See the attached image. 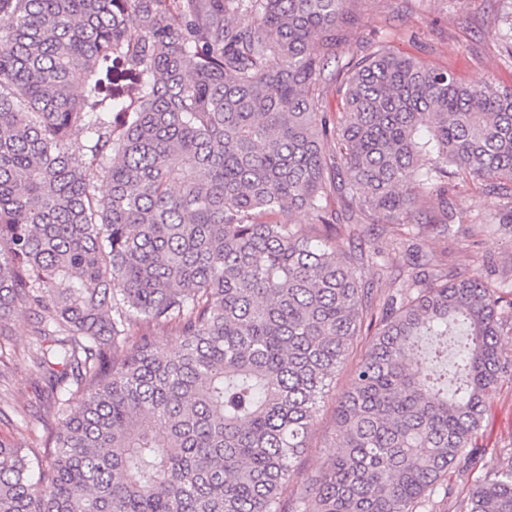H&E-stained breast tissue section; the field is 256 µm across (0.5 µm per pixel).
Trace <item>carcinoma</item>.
Wrapping results in <instances>:
<instances>
[{
    "label": "carcinoma",
    "mask_w": 512,
    "mask_h": 512,
    "mask_svg": "<svg viewBox=\"0 0 512 512\" xmlns=\"http://www.w3.org/2000/svg\"><path fill=\"white\" fill-rule=\"evenodd\" d=\"M349 2L0 0V338L33 311L50 449L34 478L0 436V512H416L466 455L512 304L446 248L383 304L364 272L448 240L459 185L480 231L512 214V88L382 47L336 63ZM363 335L343 451L289 495ZM460 512H512V455Z\"/></svg>",
    "instance_id": "cac0c4a2"
}]
</instances>
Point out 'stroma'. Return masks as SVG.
Segmentation results:
<instances>
[{
	"label": "stroma",
	"instance_id": "35a3bbf8",
	"mask_svg": "<svg viewBox=\"0 0 512 512\" xmlns=\"http://www.w3.org/2000/svg\"><path fill=\"white\" fill-rule=\"evenodd\" d=\"M351 9L358 24L340 47V57L350 56L358 45L373 43L415 58L428 68L449 72L463 83L512 86V56L495 36L504 17L512 14V0H352ZM449 199L454 212L453 231L448 237L449 274L478 275L501 284L503 295L512 300V224L494 233H478L474 226L478 191L461 187L450 192ZM32 321L29 310L12 313L11 337L0 350L9 361L0 369V396L6 399L0 409L8 416L0 423V434L40 452L46 435L32 417L31 408L45 398L46 388L22 362L31 342ZM353 368L349 361L338 369L332 395L317 415L310 446L295 463L289 492L304 490L336 455L334 398L349 389ZM475 444L477 464L451 469L427 493L417 512H459L477 481L512 454V369L488 402Z\"/></svg>",
	"mask_w": 512,
	"mask_h": 512
}]
</instances>
